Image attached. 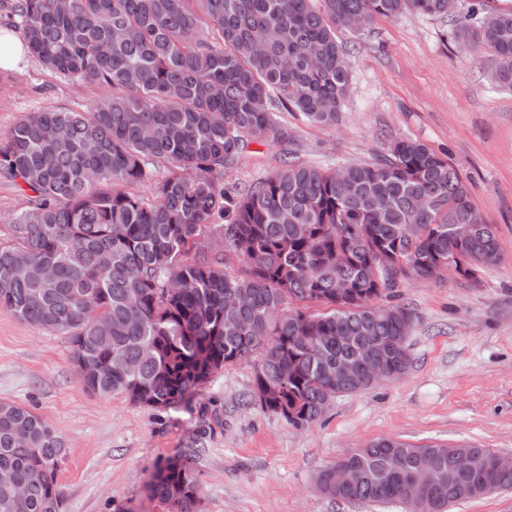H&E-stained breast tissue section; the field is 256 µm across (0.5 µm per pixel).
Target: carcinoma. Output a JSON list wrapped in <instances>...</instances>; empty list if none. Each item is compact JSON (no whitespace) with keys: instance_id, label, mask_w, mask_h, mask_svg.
Masks as SVG:
<instances>
[{"instance_id":"obj_1","label":"carcinoma","mask_w":512,"mask_h":512,"mask_svg":"<svg viewBox=\"0 0 512 512\" xmlns=\"http://www.w3.org/2000/svg\"><path fill=\"white\" fill-rule=\"evenodd\" d=\"M404 13L444 16L448 0H11L6 21L29 56L101 96L82 112H31L0 133V177L29 201L12 219L16 243L0 245V308L68 336L80 384L98 395L171 408L256 354L253 391L269 390L263 410L296 428L320 420L336 399L323 365L387 348L414 319L400 304L355 300L398 287L403 263L416 279L435 276L451 249L476 259L466 277L495 266L497 236L457 170L419 140L396 139L382 158L339 173L290 152L238 196L214 173L252 142L288 138L274 102L312 124L335 123L349 83L337 30ZM457 33L489 50L490 80L512 88V10L461 16ZM404 224L418 226L414 238L399 237ZM457 224L470 225L463 243L452 237ZM214 225L249 262L245 275H227L223 257L196 249ZM18 251L29 255L25 269ZM90 295L108 336L81 309ZM289 298L328 309L285 311ZM458 449L375 439L343 456L365 477L328 496L393 504L422 468L434 477L421 488L427 512H447L478 485L512 488V471H495L488 448L466 446L475 468L459 473ZM64 450L37 412L0 400V473L12 476L0 479V512H61ZM147 490L170 512H199L187 455L159 463Z\"/></svg>"}]
</instances>
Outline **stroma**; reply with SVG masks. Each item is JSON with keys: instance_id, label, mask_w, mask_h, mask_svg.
Segmentation results:
<instances>
[{"instance_id": "1", "label": "stroma", "mask_w": 512, "mask_h": 512, "mask_svg": "<svg viewBox=\"0 0 512 512\" xmlns=\"http://www.w3.org/2000/svg\"><path fill=\"white\" fill-rule=\"evenodd\" d=\"M471 4L457 0L455 15ZM455 15L379 17L339 32L349 92L336 124L280 112L287 140L249 144L217 179L243 193L290 151L333 168L417 139L447 155L467 182L496 231L500 262L467 278L447 269L397 288L395 303L415 315L407 373L337 397L303 429L254 400L255 359L216 371L189 402L157 409L85 390L68 336L0 308V400L35 408L64 440L62 512H168L147 485L156 464L178 453L195 459L202 512H403L316 490L321 470L377 438L512 455V90L490 82L493 57L456 37ZM99 95L22 56L0 69V132L31 112L84 110ZM206 415L219 419L208 431Z\"/></svg>"}]
</instances>
